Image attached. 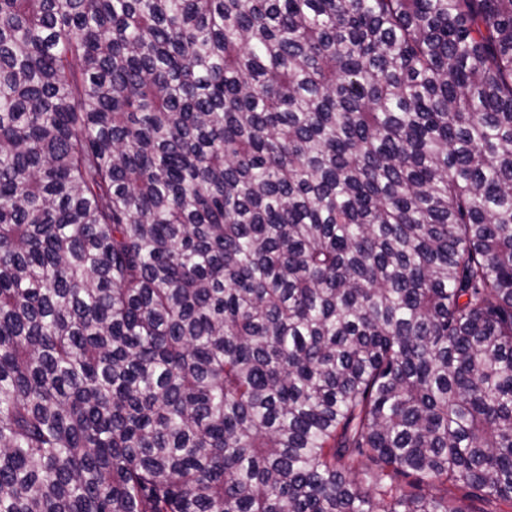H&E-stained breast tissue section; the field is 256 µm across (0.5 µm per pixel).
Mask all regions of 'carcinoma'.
I'll use <instances>...</instances> for the list:
<instances>
[{"instance_id": "carcinoma-1", "label": "carcinoma", "mask_w": 512, "mask_h": 512, "mask_svg": "<svg viewBox=\"0 0 512 512\" xmlns=\"http://www.w3.org/2000/svg\"><path fill=\"white\" fill-rule=\"evenodd\" d=\"M512 509V0H0V512Z\"/></svg>"}]
</instances>
